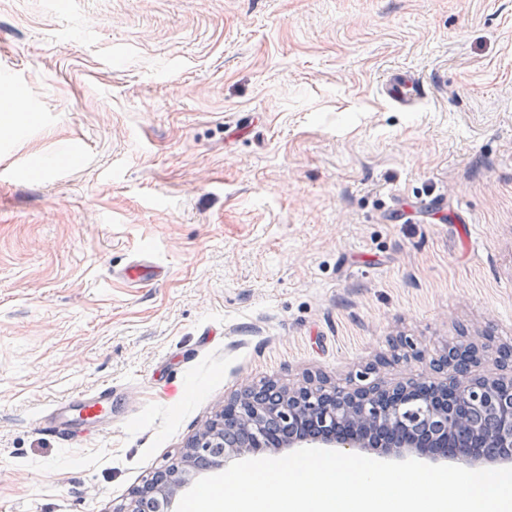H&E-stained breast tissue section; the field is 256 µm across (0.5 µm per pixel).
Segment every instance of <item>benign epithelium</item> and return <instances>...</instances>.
<instances>
[{"instance_id":"1","label":"benign epithelium","mask_w":512,"mask_h":512,"mask_svg":"<svg viewBox=\"0 0 512 512\" xmlns=\"http://www.w3.org/2000/svg\"><path fill=\"white\" fill-rule=\"evenodd\" d=\"M422 358L414 340L401 336L392 345L391 357L379 364ZM497 364L511 375L488 372L485 359L472 346L450 345L430 362V374L393 386L371 378L377 367L370 365L343 388H286L270 382L276 396L263 400L250 395L249 387L225 400L180 459L134 489L119 512H151L156 503L163 512H174L176 497L190 483L200 457L216 470L244 454L257 456L283 447L363 449L373 433L384 436L385 454L395 459L413 453L432 462L511 464V345L499 350ZM270 421L288 437L270 430ZM226 434L235 436L236 443L224 444Z\"/></svg>"}]
</instances>
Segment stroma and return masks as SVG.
I'll return each mask as SVG.
<instances>
[{
	"mask_svg": "<svg viewBox=\"0 0 512 512\" xmlns=\"http://www.w3.org/2000/svg\"><path fill=\"white\" fill-rule=\"evenodd\" d=\"M18 94L0 512H114L225 398L347 385L394 336L427 359L388 385L512 344V0H0ZM54 405L58 408H73L72 410L79 412V416L84 415L86 420L97 419L112 406L110 388H101L78 401H74L68 396L51 404L48 411H51Z\"/></svg>",
	"mask_w": 512,
	"mask_h": 512,
	"instance_id": "obj_1",
	"label": "stroma"
}]
</instances>
